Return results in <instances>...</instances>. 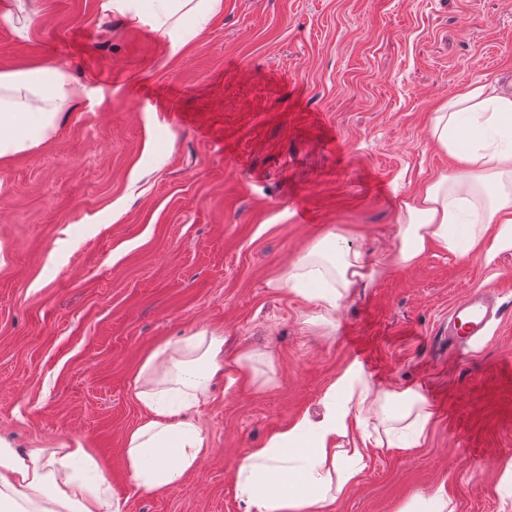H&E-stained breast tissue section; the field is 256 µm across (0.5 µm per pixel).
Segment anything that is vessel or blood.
<instances>
[{
    "label": "vessel or blood",
    "instance_id": "b4317fda",
    "mask_svg": "<svg viewBox=\"0 0 512 512\" xmlns=\"http://www.w3.org/2000/svg\"><path fill=\"white\" fill-rule=\"evenodd\" d=\"M502 314L495 301L483 293H475L456 302L436 334L449 350L462 352L472 343L484 339L493 319Z\"/></svg>",
    "mask_w": 512,
    "mask_h": 512
}]
</instances>
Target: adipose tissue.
I'll return each instance as SVG.
<instances>
[{"label":"adipose tissue","instance_id":"ef3b65f1","mask_svg":"<svg viewBox=\"0 0 512 512\" xmlns=\"http://www.w3.org/2000/svg\"><path fill=\"white\" fill-rule=\"evenodd\" d=\"M222 0H108L109 9L149 21L171 51L197 37ZM82 89L58 67L0 71V159L23 154L53 132L59 110ZM429 138L463 167L440 174L399 205L396 243L368 262L343 234L315 242L282 284L333 315L355 288L415 264L432 245L478 256L512 247V92L474 86L434 109ZM224 342L200 331L156 347L142 362L136 397L147 413L124 443L125 465L146 491L179 483L210 448L194 421L214 377L224 369ZM381 406L393 436L387 447L419 446L432 413L410 389L382 390L348 366L327 389L321 420L303 417L247 449L237 464L246 512H326L363 469L365 450L337 446ZM88 449L19 451L0 442V512H122L107 499Z\"/></svg>","mask_w":512,"mask_h":512}]
</instances>
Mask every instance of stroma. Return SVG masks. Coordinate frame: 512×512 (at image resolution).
Instances as JSON below:
<instances>
[{
    "mask_svg": "<svg viewBox=\"0 0 512 512\" xmlns=\"http://www.w3.org/2000/svg\"><path fill=\"white\" fill-rule=\"evenodd\" d=\"M107 2L25 0L24 35L0 25V71L57 66L84 88L48 140L0 163V439L80 443L123 512H245L239 458L319 419L365 357L363 378L418 390L432 418L419 447L369 445L328 512H400L440 485L454 512H512L498 489L512 463V248L432 247L329 324L281 285L331 231L389 252L402 198L456 173L432 113L472 86H512V0H223L174 54ZM485 287L507 317L449 354L438 322ZM201 330L224 340L197 415L209 452L143 491L124 465L146 414L136 375Z\"/></svg>",
    "mask_w": 512,
    "mask_h": 512,
    "instance_id": "stroma-1",
    "label": "stroma"
}]
</instances>
